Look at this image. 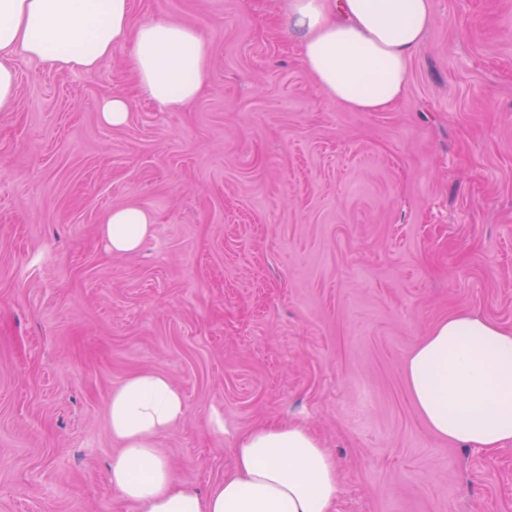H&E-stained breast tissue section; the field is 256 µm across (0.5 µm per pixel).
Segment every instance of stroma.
Here are the masks:
<instances>
[{"label": "stroma", "instance_id": "35a3bbf8", "mask_svg": "<svg viewBox=\"0 0 512 512\" xmlns=\"http://www.w3.org/2000/svg\"><path fill=\"white\" fill-rule=\"evenodd\" d=\"M403 98H326L267 0H133L199 29L192 103L140 95L127 49L92 73L17 59L0 112V512H134L107 402L157 371L183 393L158 447L207 491L236 438L308 424L336 512H512V446L430 433L405 356L465 310L512 329V0H435ZM118 92L126 125L101 123ZM137 205L154 231L99 233ZM101 224L100 234L115 254L137 250L152 232L150 216L136 205L112 209Z\"/></svg>", "mask_w": 512, "mask_h": 512}]
</instances>
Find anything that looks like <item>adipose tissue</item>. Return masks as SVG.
I'll return each mask as SVG.
<instances>
[{
	"label": "adipose tissue",
	"mask_w": 512,
	"mask_h": 512,
	"mask_svg": "<svg viewBox=\"0 0 512 512\" xmlns=\"http://www.w3.org/2000/svg\"><path fill=\"white\" fill-rule=\"evenodd\" d=\"M318 89L355 112H383L405 94L410 64L432 23L434 0H270ZM128 47L141 95L164 108L192 102L210 46L171 21H133L131 0H0V112L16 102V55L46 69L96 70ZM152 232L135 205L100 227L109 250H137ZM413 402L431 432L466 448L512 444V329L470 312L440 320L405 358ZM186 403L162 373L127 378L108 401L119 444L108 478L135 512H334L336 461L301 423L241 435L232 469L205 494L175 483L157 439L179 427Z\"/></svg>",
	"instance_id": "ef3b65f1"
}]
</instances>
